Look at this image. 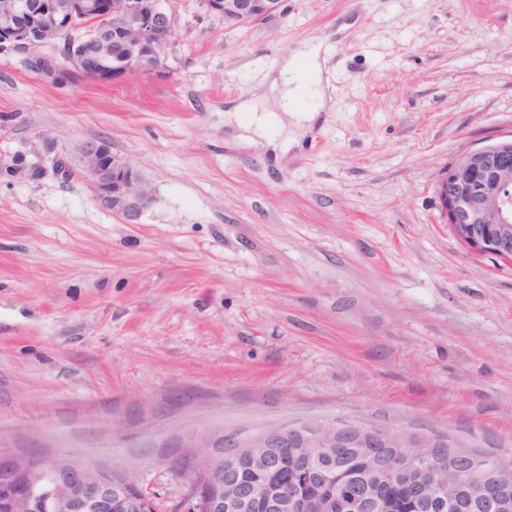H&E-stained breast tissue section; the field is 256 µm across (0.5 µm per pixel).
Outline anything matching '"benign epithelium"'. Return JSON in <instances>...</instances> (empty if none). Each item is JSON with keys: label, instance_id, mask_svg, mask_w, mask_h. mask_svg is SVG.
<instances>
[{"label": "benign epithelium", "instance_id": "obj_1", "mask_svg": "<svg viewBox=\"0 0 512 512\" xmlns=\"http://www.w3.org/2000/svg\"><path fill=\"white\" fill-rule=\"evenodd\" d=\"M281 0H202L210 13L224 16V22L240 25L273 16ZM94 14L102 21L97 30L84 28L77 16ZM176 17L166 0H0V56L16 58L25 67L40 71L54 83H67L71 65L92 67L97 74L108 73L112 80L158 70L156 59L166 51L174 34ZM80 173L92 188L98 204L136 224L150 195L138 170L126 159L112 153L101 137L78 146ZM61 156L52 154V142L42 138L41 149L32 155L14 156L0 165L28 180H38L48 172L61 179L67 168ZM438 208L457 238L472 251L492 255L512 264V139L487 144L464 153L449 166L437 183ZM441 438L394 434L366 425L319 426L314 428L271 429L242 439L234 433L211 437L190 436L185 447L190 452L172 462L173 470L187 479V493L178 512H250L263 499L271 512H385L383 479L374 468L376 484L368 482L337 494L325 489L317 498L301 495L300 483L290 488L278 484L242 486L224 484V454L218 448H236L237 456L259 474L272 469L275 448H304L318 475L343 469L333 462L329 448H398L399 457L391 469L397 473L415 470L423 478L429 494L422 501L441 512H501L512 500V458L490 455L476 467L467 455L455 459L466 475H482L448 495L440 484V464L425 452ZM54 470L59 512H158L155 499L138 476L128 470L98 469L87 462L45 461L35 470L20 455L0 453V471L16 484L32 483Z\"/></svg>", "mask_w": 512, "mask_h": 512}]
</instances>
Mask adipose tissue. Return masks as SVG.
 I'll use <instances>...</instances> for the list:
<instances>
[{"instance_id": "adipose-tissue-1", "label": "adipose tissue", "mask_w": 512, "mask_h": 512, "mask_svg": "<svg viewBox=\"0 0 512 512\" xmlns=\"http://www.w3.org/2000/svg\"><path fill=\"white\" fill-rule=\"evenodd\" d=\"M329 60V52L322 44L303 42L277 65L264 95L274 97L276 109L269 112L258 109L255 100L241 101L224 113L225 122L238 120L240 113H248L249 120L237 136L239 146L247 150L272 155L274 159L286 158L299 146L300 139L312 127L326 106L325 100L309 109L296 105L298 91L307 84L322 82L323 70ZM294 125V132H287V125Z\"/></svg>"}]
</instances>
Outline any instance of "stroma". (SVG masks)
Listing matches in <instances>:
<instances>
[{"label":"stroma","mask_w":512,"mask_h":512,"mask_svg":"<svg viewBox=\"0 0 512 512\" xmlns=\"http://www.w3.org/2000/svg\"><path fill=\"white\" fill-rule=\"evenodd\" d=\"M163 68L61 87L0 57V153L106 137L151 195L0 170V450L135 471L159 512L191 434L365 424L512 458V265L437 182L512 136V0H282L226 24L170 0ZM327 107L273 162L224 125L307 40Z\"/></svg>","instance_id":"35a3bbf8"}]
</instances>
